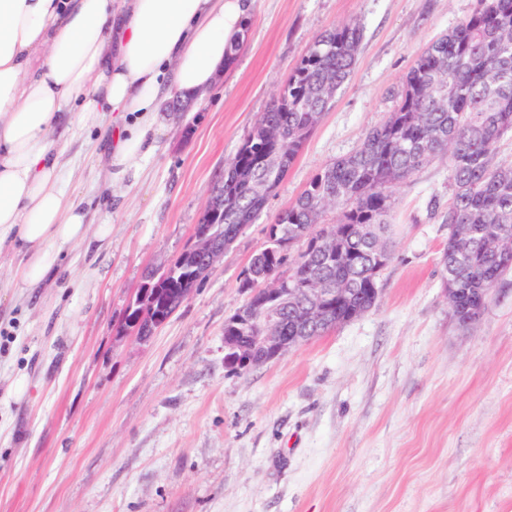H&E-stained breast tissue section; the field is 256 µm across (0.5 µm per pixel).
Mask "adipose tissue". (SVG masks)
Instances as JSON below:
<instances>
[{
    "label": "adipose tissue",
    "mask_w": 512,
    "mask_h": 512,
    "mask_svg": "<svg viewBox=\"0 0 512 512\" xmlns=\"http://www.w3.org/2000/svg\"><path fill=\"white\" fill-rule=\"evenodd\" d=\"M255 0H0V244L36 285L62 247L103 244L112 227L58 182V131L101 125L111 182L151 154L172 93H205Z\"/></svg>",
    "instance_id": "obj_1"
}]
</instances>
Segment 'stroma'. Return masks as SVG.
I'll return each instance as SVG.
<instances>
[{"mask_svg":"<svg viewBox=\"0 0 512 512\" xmlns=\"http://www.w3.org/2000/svg\"><path fill=\"white\" fill-rule=\"evenodd\" d=\"M474 0H256L237 59L124 176L95 128H76L59 172L100 248L62 250L52 279L11 283L0 250V512H512V273L471 328L442 288L448 163L395 186L393 259L376 306L236 374L224 322L239 278L326 164L392 112L402 79ZM343 23L363 40L350 79L254 223L148 340L122 332L146 269L192 243L212 188L312 40Z\"/></svg>","mask_w":512,"mask_h":512,"instance_id":"obj_1","label":"stroma"}]
</instances>
